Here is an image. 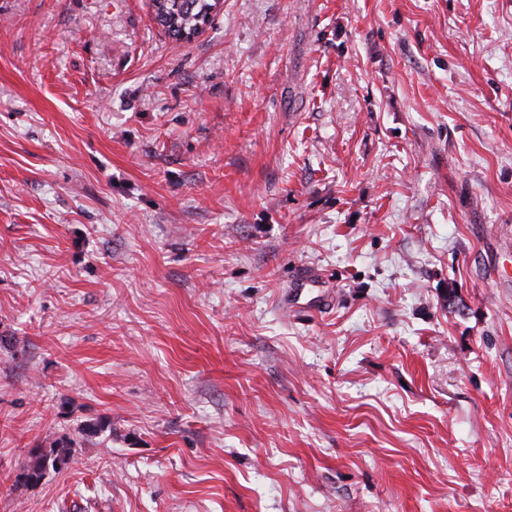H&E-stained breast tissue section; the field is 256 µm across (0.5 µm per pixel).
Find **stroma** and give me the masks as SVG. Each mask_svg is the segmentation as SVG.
<instances>
[{"label":"stroma","mask_w":512,"mask_h":512,"mask_svg":"<svg viewBox=\"0 0 512 512\" xmlns=\"http://www.w3.org/2000/svg\"><path fill=\"white\" fill-rule=\"evenodd\" d=\"M0 512H512V0H0ZM217 0H151L154 20L174 41L198 35L217 10ZM72 448L67 442H59L55 447L46 450L33 448L29 452L28 463L23 472L17 476L16 485H37L45 477L48 470H61L72 462Z\"/></svg>","instance_id":"35a3bbf8"}]
</instances>
